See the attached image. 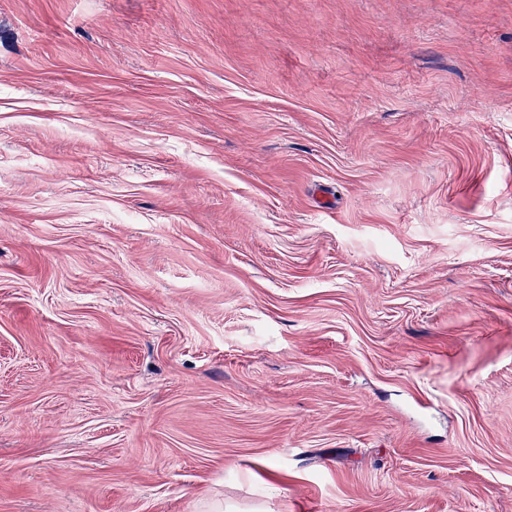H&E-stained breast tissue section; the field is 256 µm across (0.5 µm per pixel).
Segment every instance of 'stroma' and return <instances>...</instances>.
Returning a JSON list of instances; mask_svg holds the SVG:
<instances>
[{"instance_id": "35a3bbf8", "label": "stroma", "mask_w": 512, "mask_h": 512, "mask_svg": "<svg viewBox=\"0 0 512 512\" xmlns=\"http://www.w3.org/2000/svg\"><path fill=\"white\" fill-rule=\"evenodd\" d=\"M512 512V0H0V512Z\"/></svg>"}]
</instances>
